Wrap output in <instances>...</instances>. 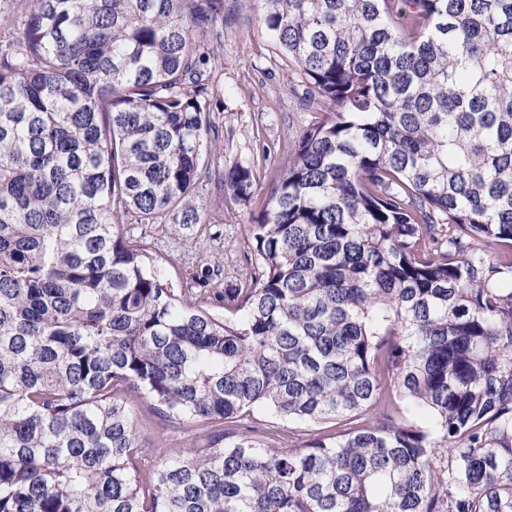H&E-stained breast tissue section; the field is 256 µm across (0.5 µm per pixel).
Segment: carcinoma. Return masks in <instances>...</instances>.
Instances as JSON below:
<instances>
[{
  "label": "carcinoma",
  "instance_id": "carcinoma-1",
  "mask_svg": "<svg viewBox=\"0 0 512 512\" xmlns=\"http://www.w3.org/2000/svg\"><path fill=\"white\" fill-rule=\"evenodd\" d=\"M223 15L35 0L0 45V512H512V0H258L315 117L203 307L123 226L253 195Z\"/></svg>",
  "mask_w": 512,
  "mask_h": 512
}]
</instances>
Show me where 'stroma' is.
<instances>
[{"label":"stroma","mask_w":512,"mask_h":512,"mask_svg":"<svg viewBox=\"0 0 512 512\" xmlns=\"http://www.w3.org/2000/svg\"><path fill=\"white\" fill-rule=\"evenodd\" d=\"M207 40L224 88L223 103L212 114L221 135L215 160L227 166L250 162L254 193L250 201H236L206 182L199 195L213 224L191 229L129 225L131 234L144 237L154 262L177 288H199L198 275L207 265L219 267V288L237 287L249 277L247 226L263 210L266 190L281 172L294 132L312 118L287 88L285 65L258 21L256 0H224V18Z\"/></svg>","instance_id":"35a3bbf8"}]
</instances>
